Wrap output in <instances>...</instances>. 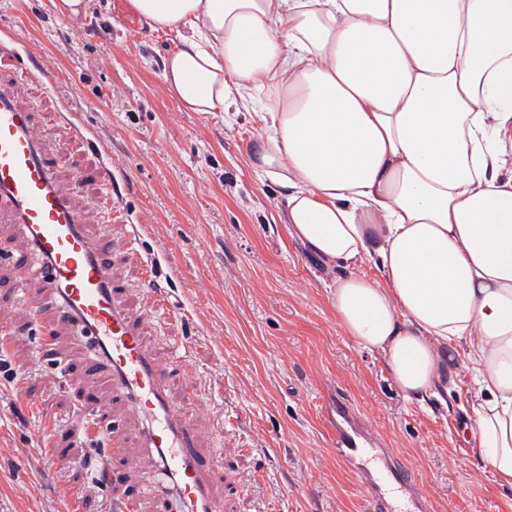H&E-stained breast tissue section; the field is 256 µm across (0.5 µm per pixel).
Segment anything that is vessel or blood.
<instances>
[{
    "instance_id": "vessel-or-blood-1",
    "label": "vessel or blood",
    "mask_w": 512,
    "mask_h": 512,
    "mask_svg": "<svg viewBox=\"0 0 512 512\" xmlns=\"http://www.w3.org/2000/svg\"><path fill=\"white\" fill-rule=\"evenodd\" d=\"M21 77L44 89L55 82L47 67L24 68L15 55H0V213L18 225L28 247L18 279L48 293L58 320L84 338L90 369L99 371L114 396L145 421L142 445L175 487L164 501L166 512H222L211 476L223 456L203 454L195 429L174 409L163 371L145 344L149 315H134L116 300L105 245L89 237L86 212L58 183L59 165L68 167L76 187L86 170L75 156L62 161L46 157L33 111L11 91L12 80ZM97 176L104 189L99 203L103 224L122 222L109 165H102ZM335 415L336 457L359 472L371 512H395L394 489L406 494L407 512H430L428 495L414 489L403 462L379 450L377 441L362 431L358 409L341 396Z\"/></svg>"
}]
</instances>
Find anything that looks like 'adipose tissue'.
<instances>
[{"label": "adipose tissue", "instance_id": "adipose-tissue-1", "mask_svg": "<svg viewBox=\"0 0 512 512\" xmlns=\"http://www.w3.org/2000/svg\"><path fill=\"white\" fill-rule=\"evenodd\" d=\"M130 6L175 36L163 79L185 110L268 91L252 166L283 188L289 234L348 267L338 323L409 398L463 353L472 440L512 487V0Z\"/></svg>", "mask_w": 512, "mask_h": 512}]
</instances>
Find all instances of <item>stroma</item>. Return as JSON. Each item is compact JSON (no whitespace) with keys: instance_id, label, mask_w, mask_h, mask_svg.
Masks as SVG:
<instances>
[{"instance_id":"obj_1","label":"stroma","mask_w":512,"mask_h":512,"mask_svg":"<svg viewBox=\"0 0 512 512\" xmlns=\"http://www.w3.org/2000/svg\"><path fill=\"white\" fill-rule=\"evenodd\" d=\"M85 2L72 14L59 0H0L9 19L0 41L21 56L36 49L56 73L46 91L15 85L44 148L81 155L92 172L109 162L127 185L123 206L140 234L132 244L113 225V277L127 306L144 313L156 303L146 272L158 264L171 312L150 324L149 345L202 452L223 451L214 483L223 512H368L357 474L331 446L325 409L338 391L413 472L432 512H512V488L466 443L475 392L465 356L448 370L447 393L405 397L382 357L336 320L342 268L290 236L282 188L249 167L263 133L252 111L230 124L220 112L183 110L162 74L172 39L129 0ZM64 111L78 114L89 141L60 138L53 116ZM0 245V512H114L135 482L94 477L128 471L143 421L111 403L124 451L113 452L111 430L89 438L82 400L111 402L108 389L66 327L39 346L34 326L54 311L22 302L7 261L26 250L15 225L0 221Z\"/></svg>"}]
</instances>
